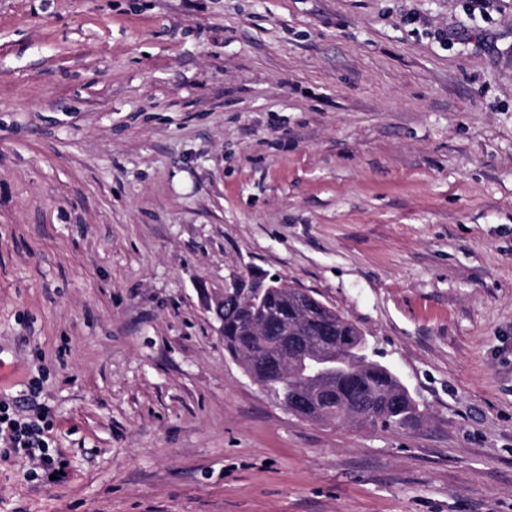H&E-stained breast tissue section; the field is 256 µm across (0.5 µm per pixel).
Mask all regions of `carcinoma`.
Segmentation results:
<instances>
[{"label": "carcinoma", "mask_w": 512, "mask_h": 512, "mask_svg": "<svg viewBox=\"0 0 512 512\" xmlns=\"http://www.w3.org/2000/svg\"><path fill=\"white\" fill-rule=\"evenodd\" d=\"M224 326V350L294 415L319 423L358 428H404L421 417L399 377L366 353V338L351 321L315 296L278 280L265 283L258 303L248 296L224 300L215 312ZM303 356L314 349L343 359L320 380L282 378L281 345Z\"/></svg>", "instance_id": "carcinoma-1"}]
</instances>
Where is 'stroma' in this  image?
Masks as SVG:
<instances>
[{
  "mask_svg": "<svg viewBox=\"0 0 512 512\" xmlns=\"http://www.w3.org/2000/svg\"><path fill=\"white\" fill-rule=\"evenodd\" d=\"M356 324L425 418L307 421L231 271ZM0 512H512V0H0ZM39 392L31 387L24 399H0V447L9 448L15 455H21L35 462L50 477H60L62 453L49 452L50 439L46 434L47 410L36 402ZM23 402V404H21ZM26 405V409H21ZM23 412H32L24 415Z\"/></svg>",
  "mask_w": 512,
  "mask_h": 512,
  "instance_id": "obj_1",
  "label": "stroma"
}]
</instances>
